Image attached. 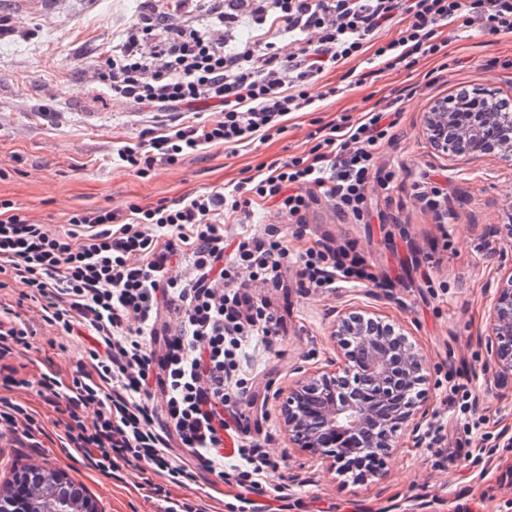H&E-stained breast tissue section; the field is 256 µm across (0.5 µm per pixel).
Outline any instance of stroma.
I'll return each instance as SVG.
<instances>
[{
    "mask_svg": "<svg viewBox=\"0 0 512 512\" xmlns=\"http://www.w3.org/2000/svg\"><path fill=\"white\" fill-rule=\"evenodd\" d=\"M148 7V0H0V200L58 232L84 207L121 211L131 202L153 205L234 184L260 163L306 155L319 126L402 96L398 136L376 160L395 170L394 186L375 196L369 223L338 222L331 201L321 198L309 211V234L295 239L288 218L265 206L254 212V229L278 225L293 252L320 243L355 246L384 284L308 290L289 273L272 297L284 317L279 352L258 351L249 361L265 401L263 410L250 411L249 423L267 433L265 449L279 464L267 483L289 482L281 512H512V448L503 445L512 435V386L495 384L480 342L493 287L512 275V159L500 153L461 160L435 150L421 132L424 112L460 86L512 97V68L484 65L512 58V37H451L453 63L436 83L425 78L432 59L412 73L385 70L322 101L318 111L291 114L282 134L234 149L210 147L142 177L118 159L119 143L137 142L145 128H163L176 115L113 97L95 66ZM407 88L412 96H404ZM434 185L445 192L444 221L418 195ZM351 309L399 326L423 353L427 378L426 434L363 479L292 447L277 398L298 378L335 368L334 325ZM80 359L70 337L42 325L0 368V398L26 406L39 428L32 443L0 440V484L17 467H52L83 485L105 512H162L160 501L140 489L143 473L126 471L119 482L62 448V416L33 383L48 371L68 378ZM21 379L29 387H18ZM444 448L452 456L441 458Z\"/></svg>",
    "mask_w": 512,
    "mask_h": 512,
    "instance_id": "35a3bbf8",
    "label": "stroma"
}]
</instances>
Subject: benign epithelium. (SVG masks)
<instances>
[{
    "mask_svg": "<svg viewBox=\"0 0 512 512\" xmlns=\"http://www.w3.org/2000/svg\"><path fill=\"white\" fill-rule=\"evenodd\" d=\"M421 131L433 147L455 157L512 152V103L487 88L456 92L423 113ZM334 338L344 351L333 371L303 376L288 388L281 411L288 440L340 464L352 454L389 455L402 448L397 424L412 423L420 437L427 410L406 401L408 388L426 380L416 345L391 324L369 313L339 316ZM488 366L500 386L512 383V275L496 287L491 331L485 337ZM32 484V512H103L87 490L62 471L27 466L0 489V512H17L14 489Z\"/></svg>",
    "mask_w": 512,
    "mask_h": 512,
    "instance_id": "obj_1",
    "label": "benign epithelium"
}]
</instances>
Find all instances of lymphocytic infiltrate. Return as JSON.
Returning a JSON list of instances; mask_svg holds the SVG:
<instances>
[{"mask_svg": "<svg viewBox=\"0 0 512 512\" xmlns=\"http://www.w3.org/2000/svg\"><path fill=\"white\" fill-rule=\"evenodd\" d=\"M168 2L170 11L129 23L99 72L126 102L189 115L118 148L119 160L144 177L207 147L285 130L289 114L317 111L319 100L342 94L323 78L338 68L352 78L345 68L352 59L370 72L414 69L443 54L446 26L494 41L512 36V0H218L204 27L181 19L186 0ZM244 22L250 36L235 40ZM397 23L398 36L383 40ZM319 81L324 90L312 96ZM207 101L221 106L219 118L196 112ZM401 112L395 99L360 118L344 116L318 128L308 159L270 162L230 187L153 206L132 202L119 212L77 210L61 233L0 202V276L22 285L20 301L39 306L47 325L91 339L89 369L67 381L45 373L37 382L39 394L68 415L66 450L115 479L125 468L150 467L161 481L149 491L164 512H197L169 488L198 485L204 473L237 488L235 512H258L260 496L284 497V484L266 483L274 462L249 431L253 377L243 367L256 345L276 351L284 319L251 286L284 287L295 264L313 288L377 277L349 251L321 244L296 257L277 226L231 239L224 223L245 226L255 204L269 203L301 237L320 195L338 216L364 221L370 187H392L394 171L375 169L374 159L395 140Z\"/></svg>", "mask_w": 512, "mask_h": 512, "instance_id": "obj_1", "label": "lymphocytic infiltrate"}]
</instances>
